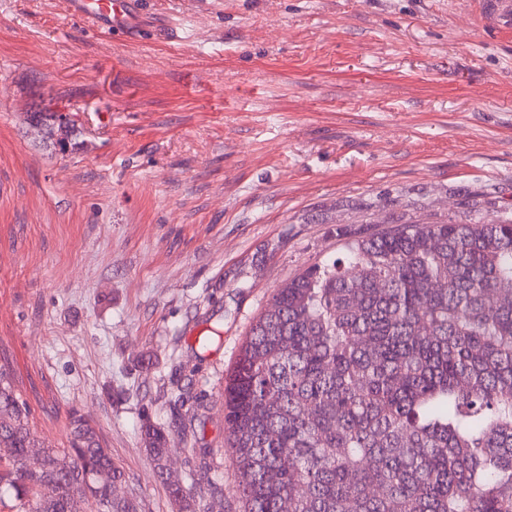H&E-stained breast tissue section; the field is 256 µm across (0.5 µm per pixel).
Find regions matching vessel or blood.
Instances as JSON below:
<instances>
[{
  "mask_svg": "<svg viewBox=\"0 0 512 512\" xmlns=\"http://www.w3.org/2000/svg\"><path fill=\"white\" fill-rule=\"evenodd\" d=\"M68 16L83 27L111 35H133L143 27L138 0H63ZM470 10L495 33L512 31V0H471Z\"/></svg>",
  "mask_w": 512,
  "mask_h": 512,
  "instance_id": "obj_1",
  "label": "vessel or blood"
}]
</instances>
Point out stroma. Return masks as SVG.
<instances>
[{
	"mask_svg": "<svg viewBox=\"0 0 512 512\" xmlns=\"http://www.w3.org/2000/svg\"><path fill=\"white\" fill-rule=\"evenodd\" d=\"M141 9L130 40L0 0V365L38 439L93 422L142 512H178L147 417L194 512H244L220 393L275 290L394 224L512 215V36L466 0ZM144 434V441L146 444V451L148 452L155 469V474L158 479L166 483L165 475V461L169 447V436L160 427H157L150 422L144 424L142 427Z\"/></svg>",
	"mask_w": 512,
	"mask_h": 512,
	"instance_id": "obj_1",
	"label": "stroma"
}]
</instances>
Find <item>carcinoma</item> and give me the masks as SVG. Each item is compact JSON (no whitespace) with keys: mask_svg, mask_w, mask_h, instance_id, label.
I'll return each instance as SVG.
<instances>
[{"mask_svg":"<svg viewBox=\"0 0 512 512\" xmlns=\"http://www.w3.org/2000/svg\"><path fill=\"white\" fill-rule=\"evenodd\" d=\"M222 396L246 512H512V218L347 242L277 289ZM69 421L70 447L36 442L0 372V495L16 512H141L114 496L125 471L96 429ZM142 431L164 482L169 436Z\"/></svg>","mask_w":512,"mask_h":512,"instance_id":"obj_1","label":"carcinoma"}]
</instances>
